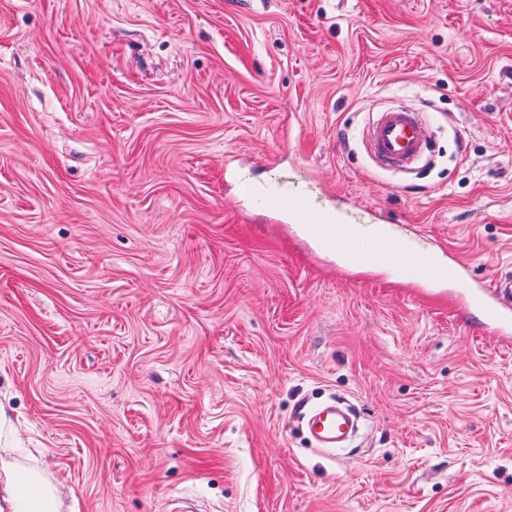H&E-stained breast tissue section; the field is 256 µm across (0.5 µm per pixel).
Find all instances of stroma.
Returning <instances> with one entry per match:
<instances>
[{
	"mask_svg": "<svg viewBox=\"0 0 512 512\" xmlns=\"http://www.w3.org/2000/svg\"><path fill=\"white\" fill-rule=\"evenodd\" d=\"M421 112L403 176L361 143ZM463 281L345 267L241 176ZM512 0H0V448L60 512H512ZM357 406L314 448L300 405ZM497 301L483 302L482 308L488 323L511 327L512 325V277L500 278L496 283Z\"/></svg>",
	"mask_w": 512,
	"mask_h": 512,
	"instance_id": "35a3bbf8",
	"label": "stroma"
}]
</instances>
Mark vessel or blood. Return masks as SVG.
Masks as SVG:
<instances>
[{
  "mask_svg": "<svg viewBox=\"0 0 512 512\" xmlns=\"http://www.w3.org/2000/svg\"><path fill=\"white\" fill-rule=\"evenodd\" d=\"M363 144L369 158L389 171H407L421 157L426 146L425 127L419 112L407 106L389 107L376 113L364 133ZM239 197L254 202L271 213L304 225L307 233L327 249L340 251L346 266L366 267L384 261L408 283H436L449 275H460L463 267L431 259L411 243L395 237L383 227L358 234L354 225L345 223L336 212L317 208L305 194L289 186H260L244 180ZM498 298L483 302L488 323L512 325V277L496 283ZM311 440L317 447L330 450L347 448L358 426L351 407L333 402L299 411Z\"/></svg>",
  "mask_w": 512,
  "mask_h": 512,
  "instance_id": "b4317fda",
  "label": "vessel or blood"
}]
</instances>
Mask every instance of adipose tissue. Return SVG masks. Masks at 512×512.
Segmentation results:
<instances>
[{"label":"adipose tissue","instance_id":"obj_1","mask_svg":"<svg viewBox=\"0 0 512 512\" xmlns=\"http://www.w3.org/2000/svg\"><path fill=\"white\" fill-rule=\"evenodd\" d=\"M4 499L8 512H60L54 486L33 469L10 465L5 471Z\"/></svg>","mask_w":512,"mask_h":512}]
</instances>
